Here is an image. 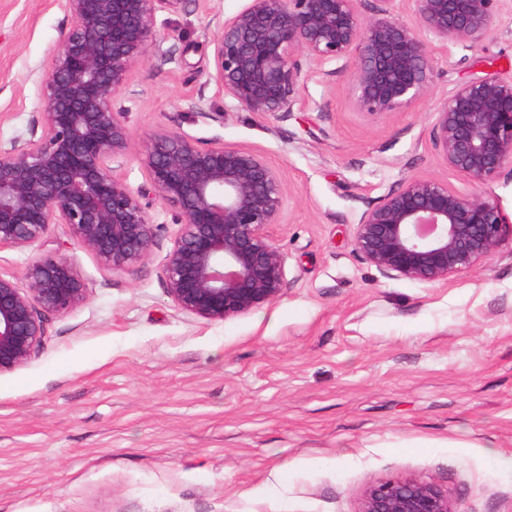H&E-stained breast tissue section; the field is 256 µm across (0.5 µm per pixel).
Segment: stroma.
Returning a JSON list of instances; mask_svg holds the SVG:
<instances>
[{
	"label": "stroma",
	"instance_id": "obj_1",
	"mask_svg": "<svg viewBox=\"0 0 512 512\" xmlns=\"http://www.w3.org/2000/svg\"><path fill=\"white\" fill-rule=\"evenodd\" d=\"M246 4L158 12L174 60L128 74L122 173L147 187L139 153L172 129L263 154L287 193L268 227L287 286L223 322L183 313L162 275L178 227L159 202L156 246L121 272L61 224L1 248L17 277L71 259L89 299L47 315L43 352L0 374V512H358L371 483L408 476L448 486L463 512H512V243L435 284L384 277L353 246L362 198L418 175L464 189L431 146L432 111L468 78L512 72V0L488 41L440 56L422 102L378 122L354 108L347 70L308 83L318 107L286 118L225 110L206 82L213 40ZM69 24L65 0H0V140L28 137ZM200 91L223 120L186 112Z\"/></svg>",
	"mask_w": 512,
	"mask_h": 512
}]
</instances>
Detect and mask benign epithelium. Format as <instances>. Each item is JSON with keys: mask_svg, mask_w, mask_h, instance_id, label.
<instances>
[{"mask_svg": "<svg viewBox=\"0 0 512 512\" xmlns=\"http://www.w3.org/2000/svg\"><path fill=\"white\" fill-rule=\"evenodd\" d=\"M182 0H66L71 22L42 74L40 120L30 137L0 142V247L29 248L54 224L114 271L144 261L156 245L155 202L179 225L165 263L166 292L181 311L214 322L246 315L286 288L285 256L268 234L287 194L260 153L222 142L202 146L181 131L150 139L139 160L150 188L121 174L131 136L121 95L130 68L172 53L154 31L160 10ZM250 0L219 23L205 84L230 108L285 118L318 106L301 96L351 70L354 106L370 120L422 101L438 75L435 51L488 40L503 0ZM187 110L210 120L204 94ZM430 141L469 187L406 178L377 199H362L354 250L390 278L436 283L491 257L509 227L482 188L512 177V75L488 72L456 86L433 111ZM89 298L75 264L44 256L22 277L0 273V374L39 356L45 317ZM358 512H463L448 488L415 477L369 485Z\"/></svg>", "mask_w": 512, "mask_h": 512, "instance_id": "obj_1", "label": "benign epithelium"}]
</instances>
